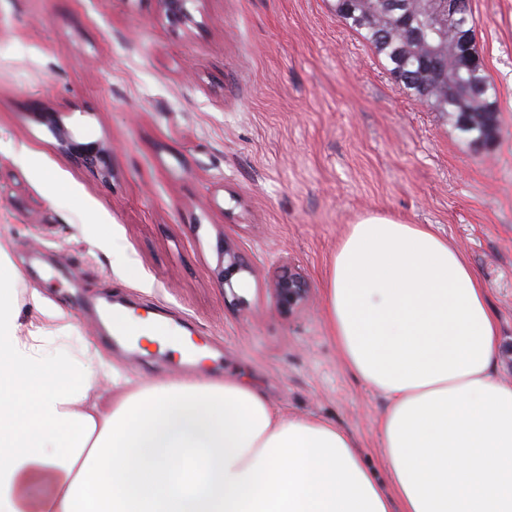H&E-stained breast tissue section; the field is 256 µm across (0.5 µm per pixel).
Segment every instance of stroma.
Wrapping results in <instances>:
<instances>
[{"label":"stroma","instance_id":"obj_1","mask_svg":"<svg viewBox=\"0 0 512 512\" xmlns=\"http://www.w3.org/2000/svg\"><path fill=\"white\" fill-rule=\"evenodd\" d=\"M472 7L498 91L499 132L480 147L399 88L334 0H191L195 23L179 28L155 0H0V242L20 288L68 310L136 379L188 367L156 342L118 346L98 300L172 319L213 351L205 371L349 431L385 481V401L341 364L323 317L347 225L380 212L457 245L512 383V0ZM93 143L110 149L111 178L78 162ZM224 237L255 270L232 299ZM281 259L311 285L292 318L269 294Z\"/></svg>","mask_w":512,"mask_h":512}]
</instances>
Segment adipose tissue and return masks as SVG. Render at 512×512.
<instances>
[{
  "mask_svg": "<svg viewBox=\"0 0 512 512\" xmlns=\"http://www.w3.org/2000/svg\"><path fill=\"white\" fill-rule=\"evenodd\" d=\"M0 244V512H512V384L484 282L427 224L348 225L326 282L342 363L386 401L387 482L355 437L251 383L134 380Z\"/></svg>",
  "mask_w": 512,
  "mask_h": 512,
  "instance_id": "obj_1",
  "label": "adipose tissue"
}]
</instances>
